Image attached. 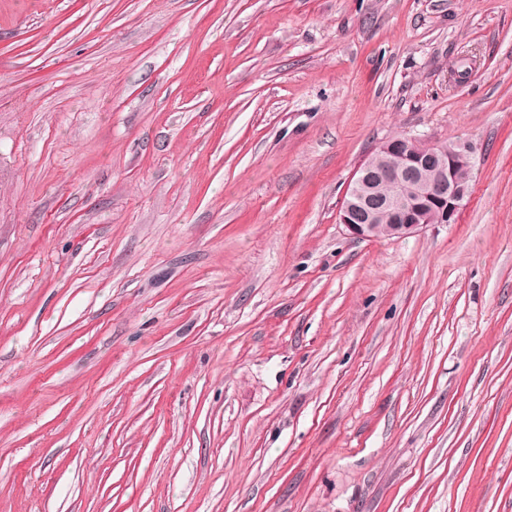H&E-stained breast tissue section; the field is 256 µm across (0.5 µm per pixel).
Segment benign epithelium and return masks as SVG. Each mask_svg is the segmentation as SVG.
I'll return each instance as SVG.
<instances>
[{
    "mask_svg": "<svg viewBox=\"0 0 512 512\" xmlns=\"http://www.w3.org/2000/svg\"><path fill=\"white\" fill-rule=\"evenodd\" d=\"M460 153L440 143L415 138H391L382 142L360 164L346 190L339 210V223L358 239L404 238L433 223L432 211L441 224H452L468 190L451 175ZM410 185L428 203V208L379 223L388 200L381 187Z\"/></svg>",
    "mask_w": 512,
    "mask_h": 512,
    "instance_id": "1",
    "label": "benign epithelium"
}]
</instances>
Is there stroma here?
Instances as JSON below:
<instances>
[{"instance_id": "35a3bbf8", "label": "stroma", "mask_w": 512, "mask_h": 512, "mask_svg": "<svg viewBox=\"0 0 512 512\" xmlns=\"http://www.w3.org/2000/svg\"><path fill=\"white\" fill-rule=\"evenodd\" d=\"M0 512H512V0H0ZM395 148L398 155H394ZM385 154L393 158L385 157ZM426 162L413 165V159L423 157ZM460 153L439 143H424L415 138H391L382 142L360 164L346 190L339 210V223L358 239L404 238L420 231L425 224H433V216L426 207L438 211V224H452L467 197L468 190L460 185L452 172ZM429 159L435 165L428 164ZM433 168V169H432ZM434 171V173H432ZM448 172V175H447ZM409 184L416 193L399 189L393 192L397 208L379 217L388 200L381 192L384 185ZM392 224H387L396 215Z\"/></svg>"}]
</instances>
